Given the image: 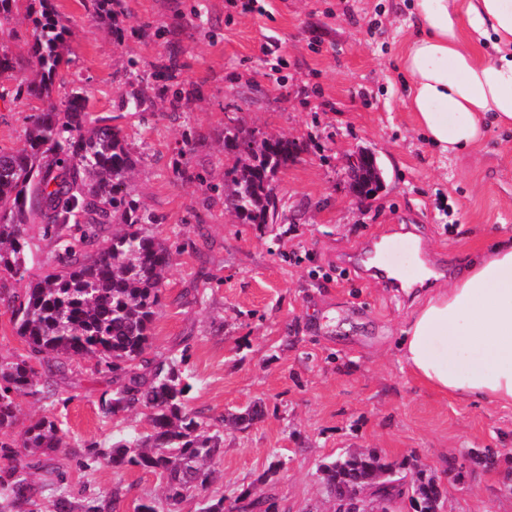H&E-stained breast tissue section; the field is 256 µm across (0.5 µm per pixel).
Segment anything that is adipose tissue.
I'll return each instance as SVG.
<instances>
[{
	"label": "adipose tissue",
	"instance_id": "obj_1",
	"mask_svg": "<svg viewBox=\"0 0 512 512\" xmlns=\"http://www.w3.org/2000/svg\"><path fill=\"white\" fill-rule=\"evenodd\" d=\"M416 33L400 58L415 124L453 154L486 122L512 129V0H414ZM403 358L443 395L512 404V244L492 243L401 331Z\"/></svg>",
	"mask_w": 512,
	"mask_h": 512
}]
</instances>
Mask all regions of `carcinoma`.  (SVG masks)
I'll use <instances>...</instances> for the list:
<instances>
[{
    "label": "carcinoma",
    "mask_w": 512,
    "mask_h": 512,
    "mask_svg": "<svg viewBox=\"0 0 512 512\" xmlns=\"http://www.w3.org/2000/svg\"><path fill=\"white\" fill-rule=\"evenodd\" d=\"M38 47L27 64L0 52V75L29 68L0 99H42L46 79L62 62L63 31L50 15L39 22ZM82 97L71 99L67 111L49 105L33 115L28 147L0 149V273L22 280L28 273L24 255L25 224L40 219L45 234L63 242L54 265L29 283L21 296L3 299L29 356L0 364V431L17 419L19 400L43 394L42 375L65 374L75 356H93L117 380L101 399L100 413L115 416L143 407L148 430L121 437L94 451V459L114 469L138 467L166 478L165 503L174 505L183 492L207 491L221 453L224 422L206 423L188 409L190 384L176 361L149 366L143 359L161 306L162 273L174 252L149 232L152 217L128 192L135 168L123 129L118 125L87 126ZM238 133L224 127V148L237 162L224 172V205L244 224H275L280 199L276 171L303 151V145L281 137L263 139L238 150ZM121 230L106 236V226ZM37 365H32L31 361ZM151 367L150 377L138 365ZM265 413L262 401L234 418L250 424ZM67 447L58 425L45 417L32 419L21 442L0 443L10 465L0 468V512H22L38 489L29 479L26 458L50 455ZM402 464L373 451L350 453L323 462L330 492L368 478L392 473ZM422 501L443 489L435 483L412 487ZM98 503L78 505L65 493L51 495L46 512H104Z\"/></svg>",
    "instance_id": "obj_1"
}]
</instances>
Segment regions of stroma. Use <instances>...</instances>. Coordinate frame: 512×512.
Masks as SVG:
<instances>
[{"label":"stroma","mask_w":512,"mask_h":512,"mask_svg":"<svg viewBox=\"0 0 512 512\" xmlns=\"http://www.w3.org/2000/svg\"><path fill=\"white\" fill-rule=\"evenodd\" d=\"M22 0L0 47L28 60L36 19L50 8L68 29L51 103L86 92L89 120L119 116L138 163L128 190L151 230L177 248L145 352L185 358L188 406L204 421L265 415L224 431L211 496L266 497L272 512H333L318 470L369 448L420 461L446 489L447 512H512V405L441 395L404 363L397 345L410 315L448 286L491 239L512 242V131L490 127L455 155L431 147L406 106L399 58L413 35L408 0ZM273 42L275 53L263 45ZM177 63L175 79L155 75ZM151 87L153 111H128ZM179 109H172V100ZM39 102L0 100V148L27 146ZM256 138L300 141L276 175L274 224L241 223L224 206V125ZM373 153L382 187L365 200L347 188L348 157ZM410 232L429 275L423 288L386 287L351 262L390 225ZM113 388L96 358L75 357L54 396L19 402L1 439L18 443L30 418L55 419L67 448L39 456L34 485L63 475L72 500L134 512L161 497L159 475L92 461L93 446L147 427L144 410L102 418ZM281 460L270 472L272 460Z\"/></svg>","instance_id":"35a3bbf8"}]
</instances>
